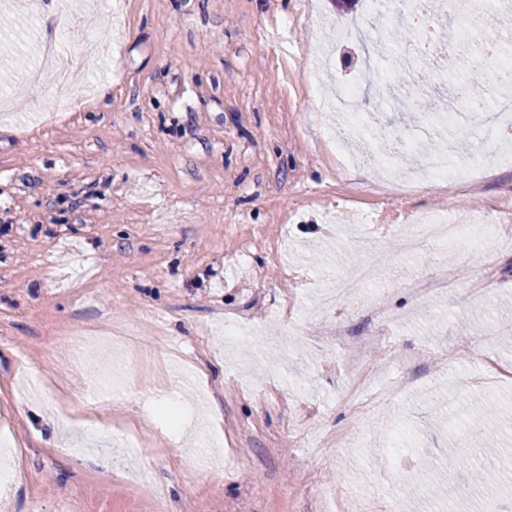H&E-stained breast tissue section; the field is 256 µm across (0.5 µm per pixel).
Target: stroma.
I'll return each mask as SVG.
<instances>
[{
	"label": "stroma",
	"instance_id": "35a3bbf8",
	"mask_svg": "<svg viewBox=\"0 0 512 512\" xmlns=\"http://www.w3.org/2000/svg\"><path fill=\"white\" fill-rule=\"evenodd\" d=\"M366 0H123V21L94 0H0V512H389L418 467L443 471L452 441L512 442V251L426 239L407 251L405 217L479 221L466 184L368 196L391 143L354 130L344 172L323 115L336 83L366 86L362 112L425 140L433 121L397 112L376 73L332 43ZM93 15L107 59L67 84L26 74L46 40L81 48ZM335 56L333 77L308 65ZM108 81L98 100L89 84ZM492 116L462 120L487 208L512 214V158L483 159ZM363 284L337 309L320 299L360 259ZM446 280L426 302L413 290ZM393 322L367 343L375 309ZM484 314L481 332L469 316ZM163 322L136 350L104 336L78 363L50 357L78 324ZM243 335L228 336L225 322ZM342 322L352 350L318 335ZM377 393L366 422L351 392ZM217 407L219 422L206 411ZM108 423L90 430L87 417ZM419 463L392 468L380 430ZM402 512H512V488L488 493L471 471Z\"/></svg>",
	"mask_w": 512,
	"mask_h": 512
}]
</instances>
